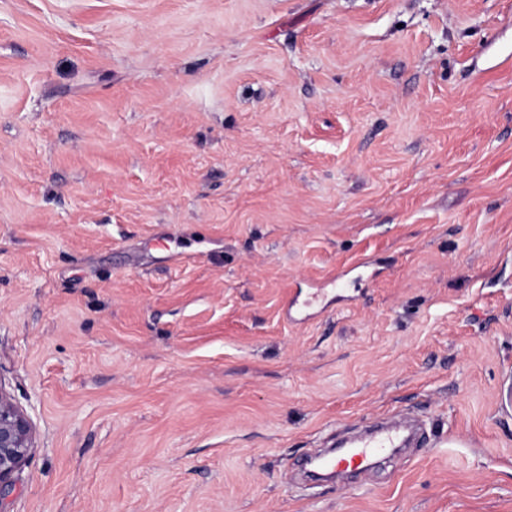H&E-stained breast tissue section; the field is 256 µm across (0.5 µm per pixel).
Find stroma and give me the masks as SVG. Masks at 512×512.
I'll return each mask as SVG.
<instances>
[{
  "label": "stroma",
  "mask_w": 512,
  "mask_h": 512,
  "mask_svg": "<svg viewBox=\"0 0 512 512\" xmlns=\"http://www.w3.org/2000/svg\"><path fill=\"white\" fill-rule=\"evenodd\" d=\"M0 391V512H512V0H0ZM30 424L0 391V490L11 485L29 446ZM398 437L390 433H379L358 441L354 448H349L343 455L328 458L325 461L331 469H355L363 471L369 468L371 461L381 452L395 448Z\"/></svg>",
  "instance_id": "35a3bbf8"
}]
</instances>
